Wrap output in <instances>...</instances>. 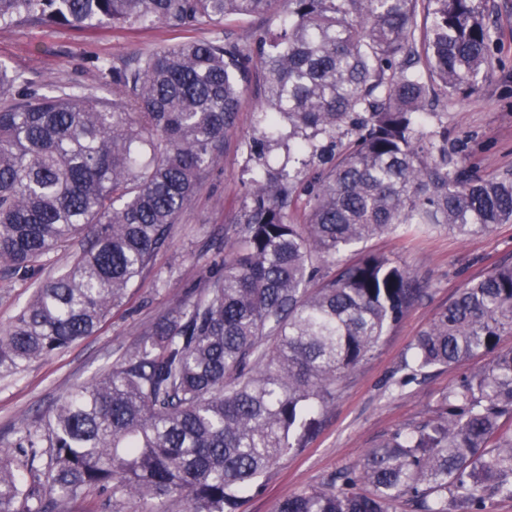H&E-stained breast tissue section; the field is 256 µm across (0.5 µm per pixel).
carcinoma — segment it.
<instances>
[{"instance_id":"carcinoma-1","label":"carcinoma","mask_w":512,"mask_h":512,"mask_svg":"<svg viewBox=\"0 0 512 512\" xmlns=\"http://www.w3.org/2000/svg\"><path fill=\"white\" fill-rule=\"evenodd\" d=\"M423 10L421 38L415 17ZM262 16L247 45L187 40L100 62L106 96L33 90L0 64V279L35 280L0 331V378L92 335L223 160L261 65L252 188L220 271L136 347L0 451V512H111L176 498L237 512L241 494L307 446L343 378L425 292L401 264L321 265L399 226L459 236L512 224V170L458 160L430 97L468 94L493 65L482 0H0V26L95 32ZM285 149L281 167L265 153ZM305 213L297 224L291 213ZM79 243L41 279L50 254ZM512 265L469 282L415 340L414 375L478 355L488 368L361 463L276 512H491L512 499Z\"/></svg>"}]
</instances>
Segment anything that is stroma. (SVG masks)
<instances>
[{
  "label": "stroma",
  "mask_w": 512,
  "mask_h": 512,
  "mask_svg": "<svg viewBox=\"0 0 512 512\" xmlns=\"http://www.w3.org/2000/svg\"><path fill=\"white\" fill-rule=\"evenodd\" d=\"M488 21L498 31L494 68L475 93L449 101L448 137L480 174L512 169V0H484ZM218 29L156 25L146 33L107 28L94 34L55 25L0 27V63L21 72L32 88L46 83L79 86L98 93V61L126 58L156 46L210 39ZM260 100L249 87L245 103L224 138V160L203 176L170 239L143 270L124 307L93 335L50 357L32 362L21 374L0 380V449L10 448L19 429L33 425L75 387L91 382L136 346L180 298L197 288L217 257L216 247L233 236L249 185L242 175ZM406 266L426 295L387 330L375 354L342 381L319 432L301 452L281 459L243 499L239 512H275L279 500L320 487L337 472L359 464L367 452L395 430L434 416L440 397L459 380L484 368L477 356L429 370L400 384L399 369L411 357L416 337L426 330L458 291L497 265L512 263V224L460 237L439 226L427 234L385 231L362 245Z\"/></svg>",
  "instance_id": "35a3bbf8"
}]
</instances>
